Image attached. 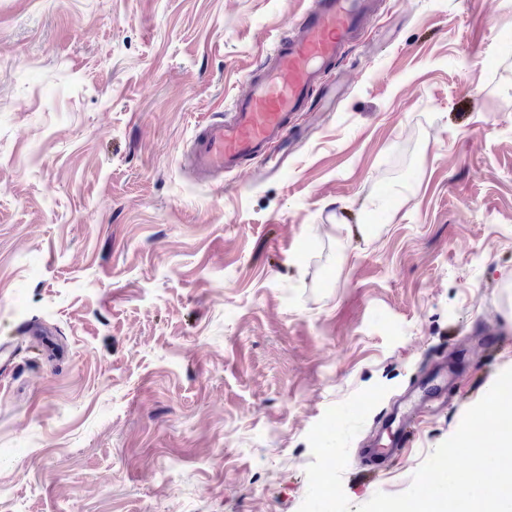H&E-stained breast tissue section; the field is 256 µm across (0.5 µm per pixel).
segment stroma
I'll return each mask as SVG.
<instances>
[{
	"mask_svg": "<svg viewBox=\"0 0 512 512\" xmlns=\"http://www.w3.org/2000/svg\"><path fill=\"white\" fill-rule=\"evenodd\" d=\"M311 3L0 0V512H357L512 368V0H387L279 174L182 167Z\"/></svg>",
	"mask_w": 512,
	"mask_h": 512,
	"instance_id": "stroma-1",
	"label": "stroma"
}]
</instances>
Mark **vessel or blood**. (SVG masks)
I'll list each match as a JSON object with an SVG mask.
<instances>
[{"instance_id": "vessel-or-blood-1", "label": "vessel or blood", "mask_w": 512, "mask_h": 512, "mask_svg": "<svg viewBox=\"0 0 512 512\" xmlns=\"http://www.w3.org/2000/svg\"><path fill=\"white\" fill-rule=\"evenodd\" d=\"M378 10V0H314L267 51L261 75L235 97L228 118L198 127L186 152L195 176L236 172L251 161L280 170L293 140L302 135L294 115L324 95L327 74Z\"/></svg>"}]
</instances>
